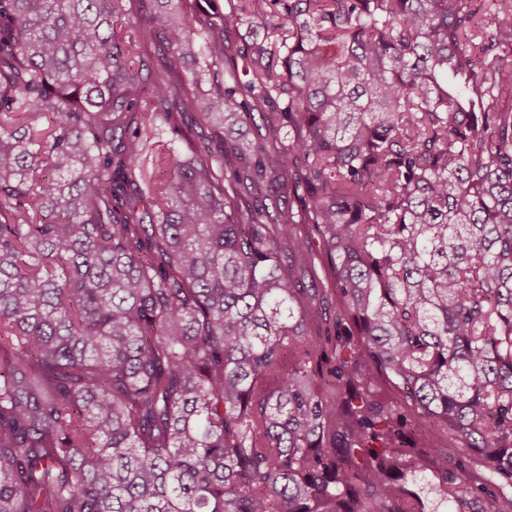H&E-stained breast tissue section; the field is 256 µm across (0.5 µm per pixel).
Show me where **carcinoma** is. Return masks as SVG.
I'll return each mask as SVG.
<instances>
[{
    "instance_id": "obj_1",
    "label": "carcinoma",
    "mask_w": 512,
    "mask_h": 512,
    "mask_svg": "<svg viewBox=\"0 0 512 512\" xmlns=\"http://www.w3.org/2000/svg\"><path fill=\"white\" fill-rule=\"evenodd\" d=\"M147 2L0 0V512H512V0Z\"/></svg>"
}]
</instances>
